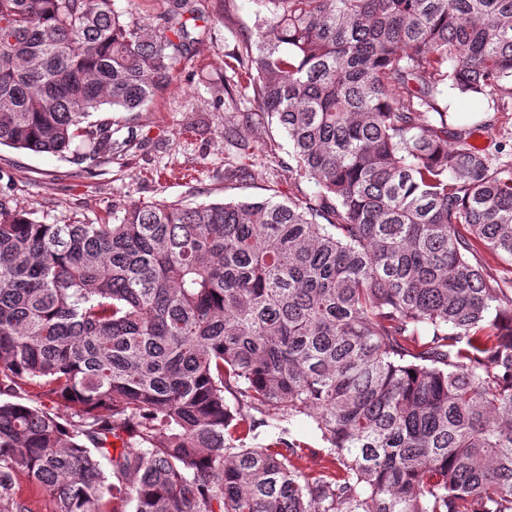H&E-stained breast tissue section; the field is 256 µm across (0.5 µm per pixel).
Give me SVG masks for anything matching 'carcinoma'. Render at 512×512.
Segmentation results:
<instances>
[{
	"mask_svg": "<svg viewBox=\"0 0 512 512\" xmlns=\"http://www.w3.org/2000/svg\"><path fill=\"white\" fill-rule=\"evenodd\" d=\"M191 2L148 28L0 0V146L126 151L88 118L170 88ZM253 2L239 61L319 191L110 224L0 194V512H30L21 475L55 512H512V151L438 88L512 112V0ZM295 421L335 474L300 470Z\"/></svg>",
	"mask_w": 512,
	"mask_h": 512,
	"instance_id": "obj_1",
	"label": "carcinoma"
}]
</instances>
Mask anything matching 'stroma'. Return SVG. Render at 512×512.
Here are the masks:
<instances>
[{
  "instance_id": "1",
  "label": "stroma",
  "mask_w": 512,
  "mask_h": 512,
  "mask_svg": "<svg viewBox=\"0 0 512 512\" xmlns=\"http://www.w3.org/2000/svg\"><path fill=\"white\" fill-rule=\"evenodd\" d=\"M202 14L189 22L192 41L177 62L170 89L135 112H97L127 152L98 159L77 176L72 159L0 147V190L47 224H108L113 207L139 202L262 200L311 197L313 183L288 171L290 143L268 125L252 98L235 92L249 82L240 41L253 34V0H193ZM233 138H225V128ZM249 166L245 178L229 166Z\"/></svg>"
}]
</instances>
